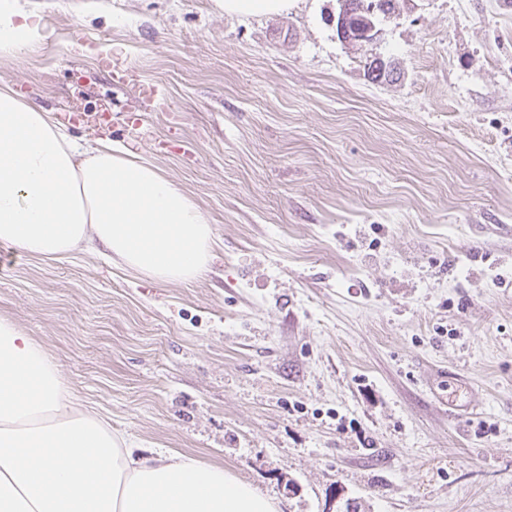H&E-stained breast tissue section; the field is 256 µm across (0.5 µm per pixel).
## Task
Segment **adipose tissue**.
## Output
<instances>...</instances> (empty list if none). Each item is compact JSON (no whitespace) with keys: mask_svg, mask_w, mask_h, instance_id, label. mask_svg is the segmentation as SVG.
<instances>
[{"mask_svg":"<svg viewBox=\"0 0 512 512\" xmlns=\"http://www.w3.org/2000/svg\"><path fill=\"white\" fill-rule=\"evenodd\" d=\"M43 38L39 20L0 0V56ZM199 204L123 144L78 145L50 112L0 88V243L55 260L103 245L157 283L189 282L212 257ZM0 512H278L223 467L145 457L75 407L59 366L0 316Z\"/></svg>","mask_w":512,"mask_h":512,"instance_id":"ef3b65f1","label":"adipose tissue"}]
</instances>
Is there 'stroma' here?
<instances>
[{
  "label": "stroma",
  "mask_w": 512,
  "mask_h": 512,
  "mask_svg": "<svg viewBox=\"0 0 512 512\" xmlns=\"http://www.w3.org/2000/svg\"><path fill=\"white\" fill-rule=\"evenodd\" d=\"M15 5L48 36L0 86L153 163L216 235L190 283L0 247V314L77 404L281 512H512V0H395L361 48L337 0ZM110 44L162 87L151 108ZM452 377L464 419L436 395ZM225 15L273 16L288 13L295 0H222Z\"/></svg>",
  "instance_id": "stroma-1"
}]
</instances>
